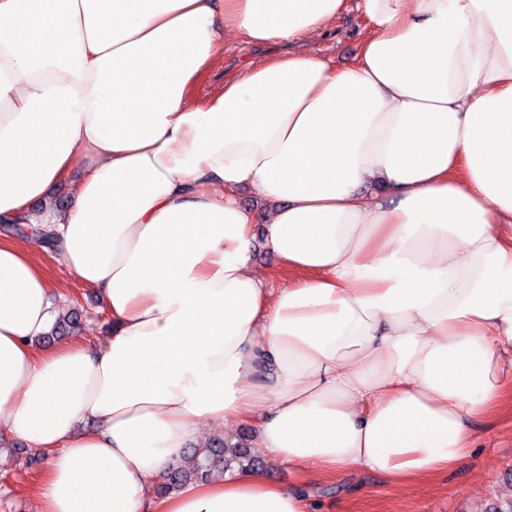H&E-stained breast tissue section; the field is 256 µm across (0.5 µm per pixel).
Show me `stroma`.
Wrapping results in <instances>:
<instances>
[{"label": "stroma", "instance_id": "obj_1", "mask_svg": "<svg viewBox=\"0 0 512 512\" xmlns=\"http://www.w3.org/2000/svg\"><path fill=\"white\" fill-rule=\"evenodd\" d=\"M367 31L363 15L348 6L326 31L289 43L294 52H313L349 65ZM272 46H252L226 39L224 62L199 89L206 96L219 90L226 77L272 53ZM47 277L62 291L81 319L70 339L93 345L112 334V323L101 294L85 287L46 251H39ZM244 443L262 471L273 482L294 485L309 497L313 512H487L491 503L512 497V395L500 409L477 418L471 427L470 455L450 470L426 480L398 482L375 472L342 468L327 477L309 481L288 464L263 455L256 446L255 430L242 423L232 431ZM44 459L17 438L0 439V512H37L38 488Z\"/></svg>", "mask_w": 512, "mask_h": 512}]
</instances>
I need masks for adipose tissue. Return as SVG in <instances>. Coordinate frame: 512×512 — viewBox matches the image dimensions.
Listing matches in <instances>:
<instances>
[{
    "label": "adipose tissue",
    "mask_w": 512,
    "mask_h": 512,
    "mask_svg": "<svg viewBox=\"0 0 512 512\" xmlns=\"http://www.w3.org/2000/svg\"><path fill=\"white\" fill-rule=\"evenodd\" d=\"M345 7L0 0V222L53 230L112 320L36 349L52 286L0 238V431L45 455L39 512H309L258 470L150 490L203 422L321 476L425 479L512 392V0H359L353 65L277 52L197 94L225 37Z\"/></svg>",
    "instance_id": "1"
}]
</instances>
